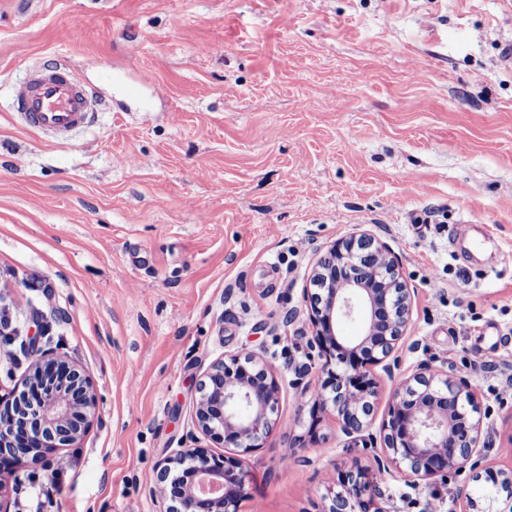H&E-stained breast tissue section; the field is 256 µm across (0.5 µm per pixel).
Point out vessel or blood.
<instances>
[{"mask_svg":"<svg viewBox=\"0 0 512 512\" xmlns=\"http://www.w3.org/2000/svg\"><path fill=\"white\" fill-rule=\"evenodd\" d=\"M15 104L28 128L61 139L88 126L96 108L87 85L60 65L32 70L16 87Z\"/></svg>","mask_w":512,"mask_h":512,"instance_id":"1","label":"vessel or blood"}]
</instances>
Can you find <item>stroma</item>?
<instances>
[{
    "mask_svg": "<svg viewBox=\"0 0 512 512\" xmlns=\"http://www.w3.org/2000/svg\"><path fill=\"white\" fill-rule=\"evenodd\" d=\"M511 52L512 0H0V312L33 336L41 309L98 402L20 512H162L154 466L194 435L209 365L245 353L279 396L239 512H323L327 478L385 450L329 416L310 437L322 362L288 314L361 229L413 294L398 374L474 383L482 427L474 466L378 474L387 512H450L512 469ZM58 64L100 102L64 141L12 107Z\"/></svg>",
    "mask_w": 512,
    "mask_h": 512,
    "instance_id": "35a3bbf8",
    "label": "stroma"
}]
</instances>
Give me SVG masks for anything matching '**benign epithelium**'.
<instances>
[{"instance_id": "obj_1", "label": "benign epithelium", "mask_w": 512, "mask_h": 512, "mask_svg": "<svg viewBox=\"0 0 512 512\" xmlns=\"http://www.w3.org/2000/svg\"><path fill=\"white\" fill-rule=\"evenodd\" d=\"M308 296L311 336L308 348L324 359L310 408L309 433L317 438L321 416L331 415L350 439H365L380 383L371 367L383 365L394 378L395 349L406 334L412 296L388 246L362 231L333 244L316 263ZM355 315L364 318L360 336L343 337L339 325ZM30 319L40 335L24 339L29 360L25 381L39 394L35 412L0 395V512L7 485L22 473L50 470L58 450L78 443L96 415L91 380L76 364L45 347L49 332L43 312ZM194 425L226 448L248 454L272 430L279 384L267 363L255 354L232 355L212 363L204 374ZM472 385L439 370L423 367L403 378L394 390L381 439L393 459L405 465L412 483L430 482L463 469L480 442V417ZM151 494L166 504L165 512H239L247 471L240 458L215 455L204 448L173 451L154 467ZM491 486L480 497L468 493L451 512H483L479 499L493 497L494 512H512V471L489 472ZM330 504L325 512H384L376 507L384 491L369 471L352 466L328 481Z\"/></svg>"}]
</instances>
